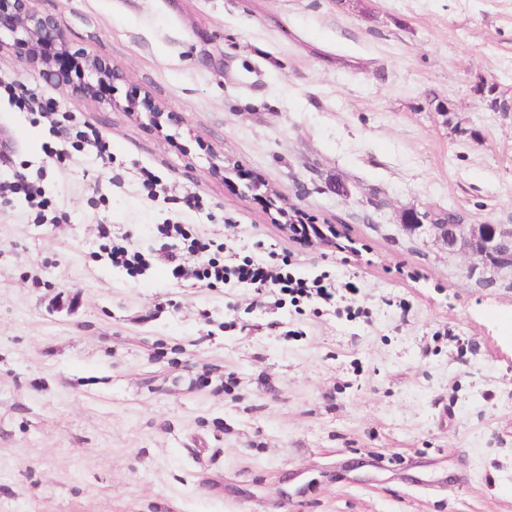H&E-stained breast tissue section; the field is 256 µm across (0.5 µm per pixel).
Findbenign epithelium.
Masks as SVG:
<instances>
[{
    "label": "benign epithelium",
    "mask_w": 512,
    "mask_h": 512,
    "mask_svg": "<svg viewBox=\"0 0 512 512\" xmlns=\"http://www.w3.org/2000/svg\"><path fill=\"white\" fill-rule=\"evenodd\" d=\"M22 32L19 42L28 47L29 60L54 71L59 80L68 75L54 68L50 46L66 51L65 41L53 20L29 8V0H0V28ZM403 223L415 232H431L450 248L463 250L470 258L483 264H508L512 262V226L501 224H436L429 213L412 211L404 216Z\"/></svg>",
    "instance_id": "7a95c632"
}]
</instances>
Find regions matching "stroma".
I'll list each match as a JSON object with an SVG mask.
<instances>
[{"label":"stroma","mask_w":512,"mask_h":512,"mask_svg":"<svg viewBox=\"0 0 512 512\" xmlns=\"http://www.w3.org/2000/svg\"><path fill=\"white\" fill-rule=\"evenodd\" d=\"M29 6L116 78L75 97L0 34V182L47 200L0 198V512H512V266L402 225L512 226V0ZM102 224L143 275L95 260ZM162 224L357 313L178 279Z\"/></svg>","instance_id":"35a3bbf8"}]
</instances>
